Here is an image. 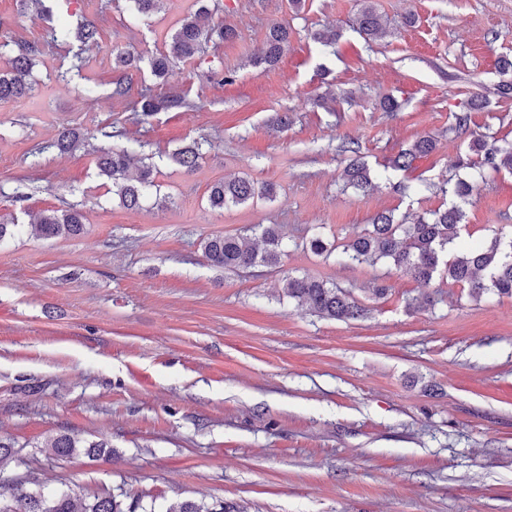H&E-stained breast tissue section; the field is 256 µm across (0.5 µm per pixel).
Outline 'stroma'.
I'll return each mask as SVG.
<instances>
[{
  "label": "stroma",
  "instance_id": "stroma-1",
  "mask_svg": "<svg viewBox=\"0 0 512 512\" xmlns=\"http://www.w3.org/2000/svg\"><path fill=\"white\" fill-rule=\"evenodd\" d=\"M372 2L390 32L368 43L356 30L361 0H211L214 21L237 38L156 85L192 109L140 123L112 84L137 91L153 79L113 69L112 52L163 49L195 0H163L147 18L129 0H45L54 18L99 29L81 71L64 78L68 46L49 43L47 23L20 0H0V35L44 46L34 96L0 104V214L23 225L0 242V436L19 443L0 466V497L31 469L33 491H111L154 512L183 501L237 512H512V297L477 301L452 282L425 285L384 261H326L300 246L318 229L343 242L381 211L412 219L446 207L429 185L468 142L512 140V99L492 92L512 46V0ZM277 22L292 31L287 51L274 67H252ZM326 26L339 33L332 50L310 37ZM475 93L488 106L455 130L454 112ZM388 94L399 111L380 109ZM281 112L288 128L275 124ZM63 126L109 132L151 159L172 205L124 209L91 157L36 154ZM425 135L437 149L408 171H383L366 196L342 191L347 142L373 163ZM195 139L212 148L187 174L166 155ZM244 173L275 183L276 199L211 210L209 186ZM72 203L85 206L81 236H29L36 214ZM465 212L466 242L511 238L512 174L488 173ZM258 224L282 225L292 241L282 271L350 289L369 317L321 318L288 301L282 272L208 264L203 238H250ZM377 286L387 289L378 300ZM427 293L432 307L408 309ZM63 432L107 440L111 458L48 457L41 442Z\"/></svg>",
  "mask_w": 512,
  "mask_h": 512
}]
</instances>
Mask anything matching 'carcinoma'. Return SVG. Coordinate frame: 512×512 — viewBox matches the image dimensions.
Returning <instances> with one entry per match:
<instances>
[{
  "instance_id": "1",
  "label": "carcinoma",
  "mask_w": 512,
  "mask_h": 512,
  "mask_svg": "<svg viewBox=\"0 0 512 512\" xmlns=\"http://www.w3.org/2000/svg\"><path fill=\"white\" fill-rule=\"evenodd\" d=\"M198 9L185 17L179 28L171 35L165 50L155 55H134L126 51L114 54L113 68L120 71L142 70L146 63L150 74L157 80H165L169 72L201 53L209 44L232 40L236 29L227 23L213 24L209 19L206 0H197ZM360 35L365 41L375 40L383 33L385 20L371 5L363 0L357 18ZM52 42L64 44L79 43L84 47L96 42L98 28L85 18L76 23H60L50 28ZM290 32L283 23L273 24L264 41L262 54L253 61L256 67L276 65L288 47ZM10 55V69L0 71V103L32 95L37 86L33 70L43 55L40 44L0 40V56ZM499 82L495 94L503 99L512 96V57L505 54L497 61ZM483 96L470 98L463 111L453 113L455 126L459 129L468 125L471 110L485 107ZM194 107V104L179 93L157 95L149 88L144 89L132 104L134 117L146 122L162 110H180ZM436 149V142L430 136H420L407 148L386 159L383 167L408 170L413 162L425 157ZM44 151H55L58 155H72L84 151L94 157L97 174L112 183V198L130 210L141 207L144 198L150 195L155 182L156 167L152 163H141L131 169L132 156L125 148H115L109 143L94 144L80 131L63 126L53 139L43 147ZM349 153L344 167L342 189H352L363 195L376 188L375 170L360 155L359 148L345 146ZM205 154V142L194 140L167 155V159L190 173L197 169ZM512 172V142L488 140L478 137L467 145L464 156L453 166V173L436 185V191L453 198L452 204L441 210L425 212L408 223L396 219L391 212L377 214L361 232L337 246L328 239L315 235L306 242V248L316 255L329 256L341 250V254L353 263H370L378 260L389 262L395 270L429 284L439 276L461 283L469 289V296L475 300L487 294L512 296V240L502 241L495 237L491 243L469 246L460 243L464 226V205L476 191L484 169ZM277 187L273 183L258 182L249 177L220 179L208 190L207 203L210 209L222 211L230 206L254 204L258 201H273ZM85 216L82 209L68 205L63 208L40 213L32 234L37 238H71L84 233ZM262 249L250 247L244 240L230 233H216L202 239L200 246L207 262L219 269L247 271L261 266L271 270L281 268L286 244L282 226L259 224ZM284 293L299 307L306 306L321 317L332 320H350L367 316L370 309L359 304L350 291L334 282L290 274L283 276ZM49 455L68 458L84 449L92 456H112V446L105 440H81L71 434H58L46 441ZM0 512H135L134 505L124 506L119 496L105 492L93 497L72 493L45 495L32 492L26 482L13 485L11 498L0 500ZM168 512H237L219 505V508H204L185 501L174 505Z\"/></svg>"
}]
</instances>
